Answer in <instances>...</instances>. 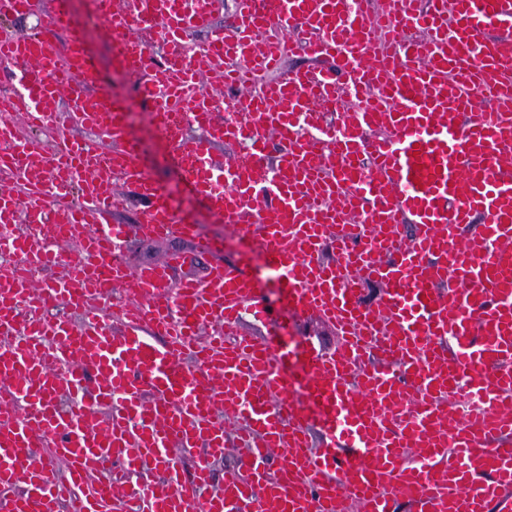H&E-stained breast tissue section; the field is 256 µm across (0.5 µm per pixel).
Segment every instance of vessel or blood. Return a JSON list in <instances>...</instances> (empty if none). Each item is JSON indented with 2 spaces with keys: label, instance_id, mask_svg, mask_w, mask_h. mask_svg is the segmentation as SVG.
I'll list each match as a JSON object with an SVG mask.
<instances>
[{
  "label": "vessel or blood",
  "instance_id": "b4317fda",
  "mask_svg": "<svg viewBox=\"0 0 512 512\" xmlns=\"http://www.w3.org/2000/svg\"><path fill=\"white\" fill-rule=\"evenodd\" d=\"M217 7L141 0L179 73L159 97L141 18L99 0L159 131L174 114L204 130L175 142L194 166L192 194L232 227L261 191L273 195L239 226L295 315H316L337 345L298 346L307 381L289 397L287 346L239 325L246 311L272 319L255 277L216 266L174 281L178 251L128 270L129 229L112 221L118 173L146 204L137 232L178 234L203 254L221 243L138 163L125 113L97 94L83 32L57 0L37 32L0 35V62L21 65L27 85L0 101V167L16 180L0 188V225L22 215L51 232L89 212L98 225L68 278L44 288L32 270L62 254L0 235L14 257L0 274V512H339L349 501L390 512L397 497L416 512H512V87L500 79L512 0H235L228 31ZM414 28L422 37L405 39ZM198 32L200 52L238 55L224 84L250 88L246 122L193 95ZM291 39L330 67L282 73ZM343 95L355 107L323 123ZM13 116L32 137L19 139ZM239 141L241 160L209 167L215 143ZM267 166L263 186L255 172ZM369 283L384 287L378 304L362 299ZM56 306L78 320L42 318ZM461 382L472 405L452 419ZM229 445L243 468L209 493ZM278 449L288 459L274 469ZM194 450L187 479L181 454Z\"/></svg>",
  "mask_w": 512,
  "mask_h": 512
}]
</instances>
